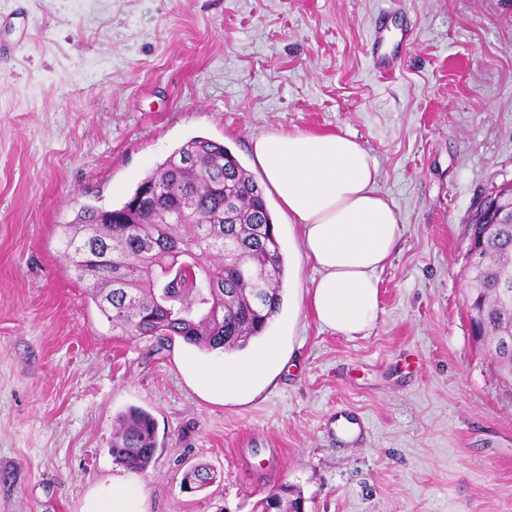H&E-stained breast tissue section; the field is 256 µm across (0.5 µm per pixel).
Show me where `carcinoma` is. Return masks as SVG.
Wrapping results in <instances>:
<instances>
[{
	"instance_id": "obj_1",
	"label": "carcinoma",
	"mask_w": 512,
	"mask_h": 512,
	"mask_svg": "<svg viewBox=\"0 0 512 512\" xmlns=\"http://www.w3.org/2000/svg\"><path fill=\"white\" fill-rule=\"evenodd\" d=\"M64 256L89 297L120 333L179 338L206 353L244 349L262 335L282 304L285 266L262 188L224 145L194 137L174 150L118 208L86 206L60 225ZM484 260L471 267L469 314L479 312L474 342L512 389V224L485 241ZM156 426L131 407L116 420L114 461L146 471L155 460ZM217 479L207 465L183 476L201 491ZM301 492L280 485L254 512H305Z\"/></svg>"
}]
</instances>
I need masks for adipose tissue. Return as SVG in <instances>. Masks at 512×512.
Returning a JSON list of instances; mask_svg holds the SVG:
<instances>
[{
    "label": "adipose tissue",
    "instance_id": "obj_1",
    "mask_svg": "<svg viewBox=\"0 0 512 512\" xmlns=\"http://www.w3.org/2000/svg\"><path fill=\"white\" fill-rule=\"evenodd\" d=\"M253 157L266 188L301 232L304 255L317 277L305 305L319 325L346 337L368 330L380 307L378 271L402 235L391 200L377 188L375 159L354 137L340 132H283L255 136ZM285 363L277 338H266L249 357L230 365L187 361L198 393L243 402ZM139 481L96 480L81 512H146Z\"/></svg>",
    "mask_w": 512,
    "mask_h": 512
}]
</instances>
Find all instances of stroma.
Wrapping results in <instances>:
<instances>
[{"label":"stroma","mask_w":512,"mask_h":512,"mask_svg":"<svg viewBox=\"0 0 512 512\" xmlns=\"http://www.w3.org/2000/svg\"><path fill=\"white\" fill-rule=\"evenodd\" d=\"M382 16L389 74L370 55ZM267 130L356 137L402 236L375 324L347 338L302 308L313 272L268 197L285 275L266 333L289 364L249 402L206 400L182 363L215 355L118 335L60 227L195 136L260 176ZM510 181L512 0H0V512H80L124 472L131 407L157 428L147 512H251L284 483L307 512H512V400L467 316L468 222ZM339 415L362 441H336ZM201 463L219 479L187 492Z\"/></svg>","instance_id":"stroma-1"}]
</instances>
